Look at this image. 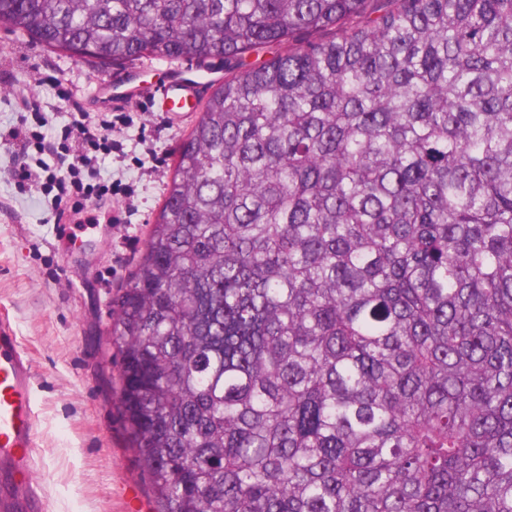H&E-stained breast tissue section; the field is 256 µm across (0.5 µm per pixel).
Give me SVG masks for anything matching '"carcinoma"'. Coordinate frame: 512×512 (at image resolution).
Instances as JSON below:
<instances>
[{
  "label": "carcinoma",
  "mask_w": 512,
  "mask_h": 512,
  "mask_svg": "<svg viewBox=\"0 0 512 512\" xmlns=\"http://www.w3.org/2000/svg\"><path fill=\"white\" fill-rule=\"evenodd\" d=\"M0 21L76 60L229 64L112 300L157 512H512V0Z\"/></svg>",
  "instance_id": "1"
}]
</instances>
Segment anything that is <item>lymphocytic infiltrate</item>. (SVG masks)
Here are the masks:
<instances>
[{"instance_id": "obj_1", "label": "lymphocytic infiltrate", "mask_w": 512, "mask_h": 512, "mask_svg": "<svg viewBox=\"0 0 512 512\" xmlns=\"http://www.w3.org/2000/svg\"><path fill=\"white\" fill-rule=\"evenodd\" d=\"M18 109V124L9 133L20 159L15 177L21 189L37 190L50 200L55 223H73L88 204L121 194V187L101 178L98 164L121 147L112 131L122 123V115H102L90 126L79 121L62 125L55 131L56 146L51 149L42 132L48 118L39 94L23 91ZM48 153L54 163L45 161Z\"/></svg>"}]
</instances>
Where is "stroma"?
<instances>
[{"label":"stroma","mask_w":512,"mask_h":512,"mask_svg":"<svg viewBox=\"0 0 512 512\" xmlns=\"http://www.w3.org/2000/svg\"><path fill=\"white\" fill-rule=\"evenodd\" d=\"M184 62L144 59L104 67L76 60L13 33L0 24V320L16 329L33 364L40 465L33 475L43 491V512H154L152 497L127 439L112 380L120 360L108 343L111 300L125 285L147 228L165 198L180 143L194 114L152 111L145 98L169 70ZM126 81L141 98L130 100L117 135L122 152L100 165L102 176L133 189L122 221L95 210L88 233L61 238L50 203L20 192L17 159L5 134L17 123L14 96L36 90L47 104L50 127L78 113L113 111L103 84ZM72 92L60 100L57 86Z\"/></svg>","instance_id":"35a3bbf8"}]
</instances>
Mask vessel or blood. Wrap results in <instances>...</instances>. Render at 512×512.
Returning a JSON list of instances; mask_svg holds the SVG:
<instances>
[{
  "label": "vessel or blood",
  "mask_w": 512,
  "mask_h": 512,
  "mask_svg": "<svg viewBox=\"0 0 512 512\" xmlns=\"http://www.w3.org/2000/svg\"><path fill=\"white\" fill-rule=\"evenodd\" d=\"M200 79L177 75L156 85V111L176 112L197 97ZM34 373L10 323L0 321V512H28L42 493L27 476L37 466L34 447Z\"/></svg>",
  "instance_id": "b4317fda"
}]
</instances>
